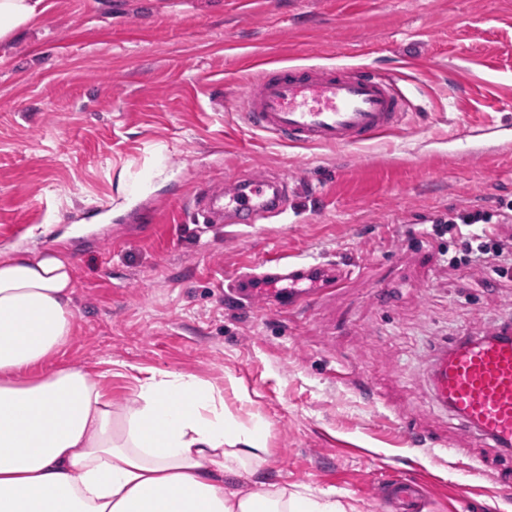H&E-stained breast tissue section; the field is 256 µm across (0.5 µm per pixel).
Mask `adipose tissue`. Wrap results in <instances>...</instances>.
Segmentation results:
<instances>
[{
	"label": "adipose tissue",
	"mask_w": 512,
	"mask_h": 512,
	"mask_svg": "<svg viewBox=\"0 0 512 512\" xmlns=\"http://www.w3.org/2000/svg\"><path fill=\"white\" fill-rule=\"evenodd\" d=\"M43 12L0 0V45ZM74 288L57 251L0 255V512H345L284 486L235 489L266 462L267 424L237 421L195 375L145 377L118 411L87 371L35 374L74 334Z\"/></svg>",
	"instance_id": "obj_1"
}]
</instances>
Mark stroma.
Wrapping results in <instances>:
<instances>
[{
    "mask_svg": "<svg viewBox=\"0 0 512 512\" xmlns=\"http://www.w3.org/2000/svg\"><path fill=\"white\" fill-rule=\"evenodd\" d=\"M0 46V249L65 251L71 342L49 369L99 375L114 408L148 370L199 375L267 423L259 481L396 512H512L476 446L437 404L439 349L512 321V286L463 264L449 211L512 205V0H45ZM268 63L373 64L414 103L403 130L360 147L290 146L243 122ZM276 174L279 216L190 224L206 180ZM350 264L311 308L287 283L245 305L226 274L268 250ZM387 288L378 301V288ZM406 425L459 455L406 444ZM388 492L397 504L399 512H418V505L425 497L422 485L408 477L392 481L388 486Z\"/></svg>",
    "mask_w": 512,
    "mask_h": 512,
    "instance_id": "obj_1",
    "label": "stroma"
}]
</instances>
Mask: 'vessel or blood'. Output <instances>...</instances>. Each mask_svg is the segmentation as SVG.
I'll return each instance as SVG.
<instances>
[{"mask_svg":"<svg viewBox=\"0 0 512 512\" xmlns=\"http://www.w3.org/2000/svg\"><path fill=\"white\" fill-rule=\"evenodd\" d=\"M399 82L393 72L359 65L267 66L244 88L243 119L276 142L364 145L406 125L411 102ZM283 209V193L268 178L251 176L229 189L205 183L191 212L206 224H255ZM348 272L343 263H289L272 251L252 270L233 275L226 292L251 303L265 283L297 284L322 274L331 286ZM432 392L467 436L512 457V327L462 337L436 360ZM388 492L399 512H418L425 496L422 485L408 477L392 481Z\"/></svg>","mask_w":512,"mask_h":512,"instance_id":"1","label":"vessel or blood"}]
</instances>
